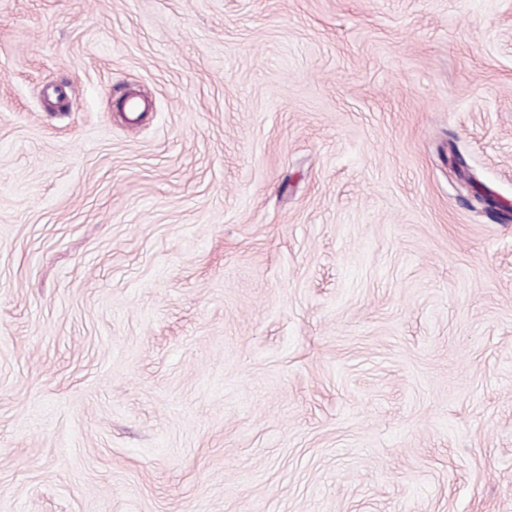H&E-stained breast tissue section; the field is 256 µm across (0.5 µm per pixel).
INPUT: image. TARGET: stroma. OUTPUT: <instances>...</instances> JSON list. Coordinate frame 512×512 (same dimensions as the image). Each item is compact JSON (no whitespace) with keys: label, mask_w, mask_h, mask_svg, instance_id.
<instances>
[{"label":"stroma","mask_w":512,"mask_h":512,"mask_svg":"<svg viewBox=\"0 0 512 512\" xmlns=\"http://www.w3.org/2000/svg\"><path fill=\"white\" fill-rule=\"evenodd\" d=\"M0 512H512V0H0Z\"/></svg>","instance_id":"35a3bbf8"}]
</instances>
